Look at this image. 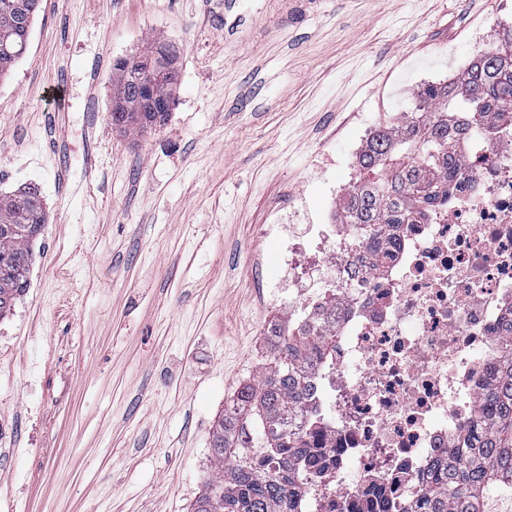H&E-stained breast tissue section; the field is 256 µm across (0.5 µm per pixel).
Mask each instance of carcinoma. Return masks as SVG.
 Masks as SVG:
<instances>
[{
	"label": "carcinoma",
	"mask_w": 512,
	"mask_h": 512,
	"mask_svg": "<svg viewBox=\"0 0 512 512\" xmlns=\"http://www.w3.org/2000/svg\"><path fill=\"white\" fill-rule=\"evenodd\" d=\"M40 0H0V79L27 52ZM167 50V71L154 76L156 95L171 101L177 89L176 48L160 38L145 42L132 58L112 70V125L140 132L162 125L167 115L142 112L139 62ZM460 116L488 125L512 119V26L496 48L469 64L461 77L425 86L415 110L374 131L357 156L368 174L340 205L339 222L359 225L355 244L375 255L387 250L383 224H409L415 210L434 201L462 168L465 142L454 131ZM40 191L28 186L0 196V316L28 287L29 242L46 223L37 208ZM336 332V302L319 318L288 326L269 337L267 359L253 381L233 396L215 421L211 456L215 475L192 505V512H301L299 483L312 475L316 455L307 426L309 374L327 357ZM488 405L483 427L461 448L448 451L426 488L425 512H486L491 486L512 488V330L493 386L482 394Z\"/></svg>",
	"instance_id": "obj_1"
}]
</instances>
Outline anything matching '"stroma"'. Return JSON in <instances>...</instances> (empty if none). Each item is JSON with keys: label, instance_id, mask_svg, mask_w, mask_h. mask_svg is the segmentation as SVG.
Returning a JSON list of instances; mask_svg holds the SVG:
<instances>
[{"label": "stroma", "instance_id": "35a3bbf8", "mask_svg": "<svg viewBox=\"0 0 512 512\" xmlns=\"http://www.w3.org/2000/svg\"><path fill=\"white\" fill-rule=\"evenodd\" d=\"M508 24L512 0H41L0 80V195L47 214L0 317V512H190L267 323L302 311L272 297L276 209L328 215L360 126ZM153 36L177 91L131 135L112 66Z\"/></svg>", "mask_w": 512, "mask_h": 512}]
</instances>
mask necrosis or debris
<instances>
[{
	"instance_id": "necrosis-or-debris-1",
	"label": "necrosis or debris",
	"mask_w": 512,
	"mask_h": 512,
	"mask_svg": "<svg viewBox=\"0 0 512 512\" xmlns=\"http://www.w3.org/2000/svg\"><path fill=\"white\" fill-rule=\"evenodd\" d=\"M461 173L415 223L389 224L390 254L355 247L351 224L288 234L280 288L313 312L336 292L328 362L312 378L318 422L308 512H410L439 460L478 421L512 329V122L465 130Z\"/></svg>"
}]
</instances>
